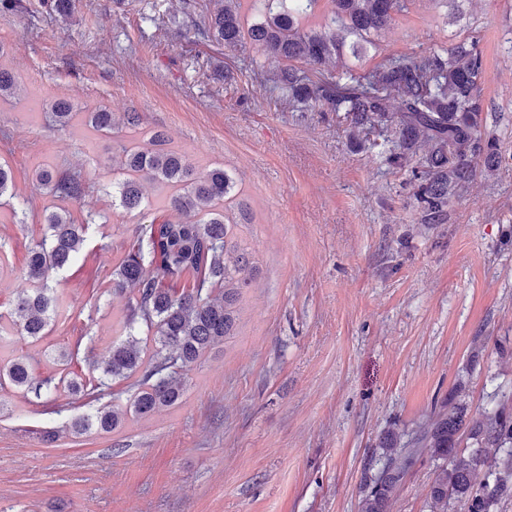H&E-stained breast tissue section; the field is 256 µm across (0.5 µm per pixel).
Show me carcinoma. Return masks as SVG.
Returning <instances> with one entry per match:
<instances>
[{
	"label": "carcinoma",
	"mask_w": 512,
	"mask_h": 512,
	"mask_svg": "<svg viewBox=\"0 0 512 512\" xmlns=\"http://www.w3.org/2000/svg\"><path fill=\"white\" fill-rule=\"evenodd\" d=\"M221 4L208 18L202 34L236 47L245 41L277 61L303 60L321 65L341 62L345 48L358 52L360 42L386 28L407 0H329L331 16L314 27L320 0H269L268 15L244 26L241 0ZM483 63L475 44L460 40L440 52L390 56L377 70L356 75L347 70L334 77L310 76L292 67L277 77V88L288 101L304 108L327 107L343 113L354 132L383 136L387 160L411 169L414 197L426 224H441L453 197L464 194L480 175H491L502 159L498 139L486 132L482 113ZM73 106L56 100L50 119L60 130L70 126ZM89 126L110 133L115 114L105 106L86 113ZM118 182L120 205L129 211L143 203L144 183L176 188L169 205L179 215L172 221L157 216L139 227L132 248L112 270V292L135 291L125 323L126 339L112 346L104 361H94L99 372L65 388L90 402L105 387L141 374L129 411L112 405L78 417L70 424L74 434L92 429L111 432L127 413L148 417L178 404L188 371L215 343L233 335L236 302L248 286L255 267L237 240L235 225L226 223L224 207L234 182L221 167L198 172L185 157L168 147L163 134L154 133L143 146H122ZM36 189L62 200H78L88 192L80 173L40 169ZM46 229L28 252L24 288L15 314L7 321L21 336L39 339L53 320L56 296L51 275L70 265L85 241L88 225L76 224L68 211H52L44 218ZM189 274L183 289L169 288L167 280ZM154 343L145 356L139 329ZM21 389L30 385V366L16 358L0 363V379ZM468 436L476 447L459 448ZM495 448L489 454L487 448ZM427 454L437 462L430 491L431 512H496L512 490V416L502 409L485 410L476 419L465 418L456 404L424 424L415 438L384 455L369 478L360 512H386L389 498L407 470ZM485 471L487 480L473 483Z\"/></svg>",
	"instance_id": "cac0c4a2"
}]
</instances>
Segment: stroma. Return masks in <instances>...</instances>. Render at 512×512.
Masks as SVG:
<instances>
[{"label": "stroma", "mask_w": 512, "mask_h": 512, "mask_svg": "<svg viewBox=\"0 0 512 512\" xmlns=\"http://www.w3.org/2000/svg\"><path fill=\"white\" fill-rule=\"evenodd\" d=\"M213 9L72 0L62 23L19 0L0 18V66L18 84L0 99V163L15 182L0 203V314L25 286L45 214L88 225L53 276L63 308L47 335H0V357H26L32 381L0 385V512H359L384 444L403 447L450 392L468 416L512 414V0H460L455 20L444 0H409L366 52L344 56L369 74L390 55L476 42L484 123L503 159L441 224L422 223L409 172L383 148L358 149L335 112L281 98L280 62L197 35ZM60 97L76 105L63 131L47 109ZM101 105L138 113L137 126L95 131L84 114ZM153 130L196 170L233 179L225 214L256 270L234 335L194 365L181 404L74 435L68 423L89 407L58 382L88 366L66 353L78 342L100 360L123 339L128 298L113 294L112 269L140 225L177 217L157 184L144 209L112 203L114 139L142 144ZM43 167L80 172L85 198L37 190ZM435 475L420 459L389 512H430Z\"/></svg>", "instance_id": "obj_1"}]
</instances>
